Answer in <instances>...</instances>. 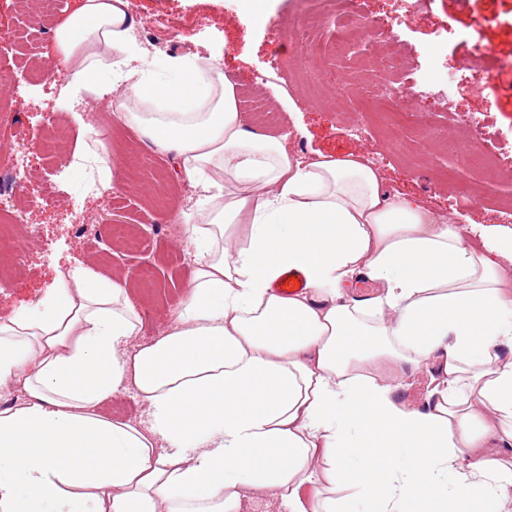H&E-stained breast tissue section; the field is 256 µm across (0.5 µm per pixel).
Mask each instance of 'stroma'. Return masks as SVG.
<instances>
[{
    "mask_svg": "<svg viewBox=\"0 0 512 512\" xmlns=\"http://www.w3.org/2000/svg\"><path fill=\"white\" fill-rule=\"evenodd\" d=\"M78 2L58 0L53 9L32 11L20 0H0V30L18 35L0 56V74L19 91L18 97L0 98V183L12 179L16 149L36 171L11 201L13 224L27 237L26 257L22 274L0 287V317L37 303L57 271L94 265L130 278L142 314L141 331L130 342L135 348L162 336L188 295L194 263L181 215L196 207L198 193L168 155L115 119L110 95L82 92L76 106L82 124L68 123V138L49 159L38 155L37 139L61 113L57 101L68 76L67 68L54 66V30ZM299 8V0H254L244 23L237 0H129L144 73L172 55L214 56L225 76L246 89L240 110L251 114L249 98L260 95L279 114L270 135H287L297 157L366 155L383 175L384 192L408 194L452 219L473 246L480 239L471 225L512 228V0H421L412 13L401 11L399 0H344L343 11L387 19L393 38L373 43L353 37L340 57L332 24L313 35L315 54L296 46L289 31L301 20ZM477 14L487 19L478 36L487 52L472 58L458 35ZM464 57L475 70L492 73L484 91L472 94L463 81L423 98L435 64L454 66ZM43 69L53 72V83L31 87V75ZM397 73L405 78V92L394 104L380 100ZM455 101L479 127L455 122ZM82 140L90 151L78 161L73 154ZM450 140L504 161L487 174L450 152ZM123 153L133 155L134 164L117 172L111 191L89 195L86 185L97 176L100 156ZM111 224L132 225L142 249L109 242ZM149 261L153 285L145 288L139 273Z\"/></svg>",
    "mask_w": 512,
    "mask_h": 512,
    "instance_id": "1",
    "label": "stroma"
}]
</instances>
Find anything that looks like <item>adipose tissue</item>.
<instances>
[{
  "label": "adipose tissue",
  "instance_id": "obj_1",
  "mask_svg": "<svg viewBox=\"0 0 512 512\" xmlns=\"http://www.w3.org/2000/svg\"><path fill=\"white\" fill-rule=\"evenodd\" d=\"M128 0H80L54 31L77 85L124 54L125 123L200 187L189 297L128 352L127 279L59 273L0 319V512H512V228L482 247L360 154L296 160L252 126L207 58L135 67ZM304 274L302 293L274 282ZM364 276L366 301L344 288ZM428 372L425 407L401 399ZM135 389L151 423L100 411Z\"/></svg>",
  "mask_w": 512,
  "mask_h": 512
}]
</instances>
